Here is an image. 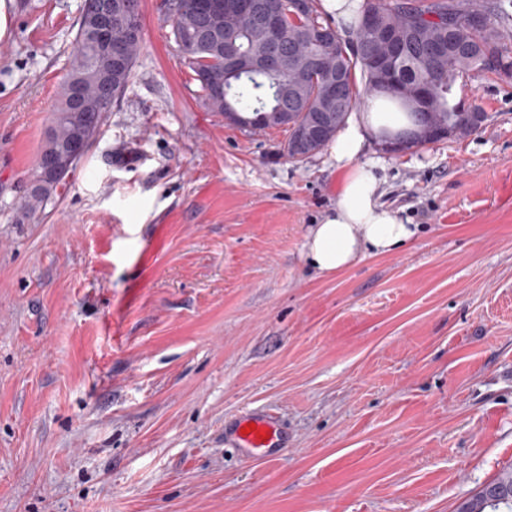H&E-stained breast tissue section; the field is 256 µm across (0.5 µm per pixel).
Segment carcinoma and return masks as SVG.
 Here are the masks:
<instances>
[{
  "label": "carcinoma",
  "mask_w": 512,
  "mask_h": 512,
  "mask_svg": "<svg viewBox=\"0 0 512 512\" xmlns=\"http://www.w3.org/2000/svg\"><path fill=\"white\" fill-rule=\"evenodd\" d=\"M179 8L168 15L171 35L181 61L199 82L203 102L221 112L236 126L251 131L273 127L288 129V139L281 148L283 155L295 159L289 151L295 137L313 121L320 120L325 106L324 72L341 66L346 75L342 92V118L325 129L316 151L323 150L346 124L351 112L365 96L380 95L397 100L405 110L408 126L390 131L387 138H409L417 131L422 137L404 145L419 148L442 140L464 139L480 126L473 113L463 111L455 99L457 78L471 72H493L500 78L512 77V57L508 41L512 40V13L505 0H408L407 10L393 7L398 0H365L362 16L352 40L356 51L346 46L331 53L320 52L313 35L319 28L334 26V20L322 15L318 0L311 6L301 25L287 14V0H270L281 11L282 23L276 34L277 52L267 71L224 76V55L246 52L261 55L271 38L256 23L248 22L234 35H221V46L210 39L212 31L224 27L218 19L201 14L196 0H178ZM141 0H112V52L97 47L87 36L85 17H80L76 32V49L70 70L60 88V103L54 113L41 147L43 157H61L71 144L81 139L93 144L100 135L110 104L99 95L105 81L112 83L117 95L128 85L142 48ZM379 14V28L366 27L370 13ZM466 21L487 14L489 20L479 28L448 29V13ZM303 58L310 63L302 73L306 111L297 109L281 93V86L294 81L297 72L289 60ZM362 88H357L356 77ZM424 85L427 101L413 102L399 91V86ZM86 98V111L71 110L75 90ZM288 111V121L272 118L277 109ZM77 163L64 160L58 178L34 183L24 201V209L35 214L45 209L67 185V178ZM457 512H512V471L501 474L474 497L464 501Z\"/></svg>",
  "instance_id": "1"
}]
</instances>
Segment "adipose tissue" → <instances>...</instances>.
Here are the masks:
<instances>
[{
    "mask_svg": "<svg viewBox=\"0 0 512 512\" xmlns=\"http://www.w3.org/2000/svg\"><path fill=\"white\" fill-rule=\"evenodd\" d=\"M404 123L398 110L382 98H368L360 117L349 120L334 147L343 173L335 211L310 228L304 244L307 263L323 273H338L367 255L391 252L414 234L398 214L379 203L375 162L359 163L368 133L397 129Z\"/></svg>",
    "mask_w": 512,
    "mask_h": 512,
    "instance_id": "obj_1",
    "label": "adipose tissue"
}]
</instances>
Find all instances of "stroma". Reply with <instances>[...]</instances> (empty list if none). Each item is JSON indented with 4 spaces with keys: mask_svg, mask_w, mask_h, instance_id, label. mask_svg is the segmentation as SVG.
Returning a JSON list of instances; mask_svg holds the SVG:
<instances>
[{
    "mask_svg": "<svg viewBox=\"0 0 512 512\" xmlns=\"http://www.w3.org/2000/svg\"><path fill=\"white\" fill-rule=\"evenodd\" d=\"M163 0L65 192L23 207L83 0H0V512H456L512 470V80L463 140L368 141L415 235L332 275V148L206 108ZM141 262H133L135 253ZM275 413L251 457L224 421ZM248 424H256V430L249 434H242ZM257 430L269 438L259 439ZM224 439L232 442L237 448H245L256 455L265 457L272 448L285 449L288 446V438L284 430L278 424L276 418L265 411H253L245 413L241 417H234L224 424Z\"/></svg>",
    "mask_w": 512,
    "mask_h": 512,
    "instance_id": "35a3bbf8",
    "label": "stroma"
}]
</instances>
